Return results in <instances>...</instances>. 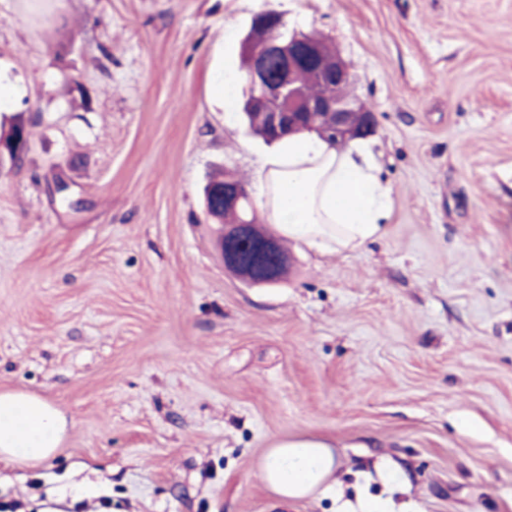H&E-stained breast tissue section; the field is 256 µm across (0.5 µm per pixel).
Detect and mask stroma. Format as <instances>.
Segmentation results:
<instances>
[{
    "mask_svg": "<svg viewBox=\"0 0 512 512\" xmlns=\"http://www.w3.org/2000/svg\"><path fill=\"white\" fill-rule=\"evenodd\" d=\"M268 11L347 61L393 212L359 252L286 241L261 286L203 190L269 150L211 85L243 99ZM0 76V131L30 132L0 168V392L68 420L50 463L0 459V512H512V0H0ZM310 434L342 496L281 500L258 464Z\"/></svg>",
    "mask_w": 512,
    "mask_h": 512,
    "instance_id": "obj_1",
    "label": "stroma"
}]
</instances>
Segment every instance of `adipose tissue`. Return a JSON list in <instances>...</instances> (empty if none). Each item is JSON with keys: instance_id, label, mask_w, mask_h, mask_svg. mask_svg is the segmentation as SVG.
<instances>
[{"instance_id": "1", "label": "adipose tissue", "mask_w": 512, "mask_h": 512, "mask_svg": "<svg viewBox=\"0 0 512 512\" xmlns=\"http://www.w3.org/2000/svg\"><path fill=\"white\" fill-rule=\"evenodd\" d=\"M258 201L280 236L319 250L357 252L381 236L392 187L367 143L338 149L303 132L281 139L256 171ZM66 419L51 403L23 392L0 393V459L37 466L54 459ZM332 443L319 436L276 440L259 464L262 481L295 501L315 490L337 492Z\"/></svg>"}]
</instances>
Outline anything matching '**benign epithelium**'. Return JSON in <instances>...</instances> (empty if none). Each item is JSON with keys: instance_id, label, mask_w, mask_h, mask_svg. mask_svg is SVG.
Segmentation results:
<instances>
[{"instance_id": "obj_1", "label": "benign epithelium", "mask_w": 512, "mask_h": 512, "mask_svg": "<svg viewBox=\"0 0 512 512\" xmlns=\"http://www.w3.org/2000/svg\"><path fill=\"white\" fill-rule=\"evenodd\" d=\"M244 43L253 48L249 82L254 89L253 105L259 109L263 128L277 136L311 132L330 144L365 138L376 131L375 114L358 100L341 93L351 83L346 61L326 43H315L297 36L283 38L267 25L266 15L253 18ZM322 91L308 93L295 78L299 68ZM221 192L224 207L238 209L247 200L246 187L224 183ZM250 245L249 254L241 252L243 242ZM224 267L241 280L255 285H274L279 270L288 262L272 235H260L248 220L225 224L221 233Z\"/></svg>"}]
</instances>
